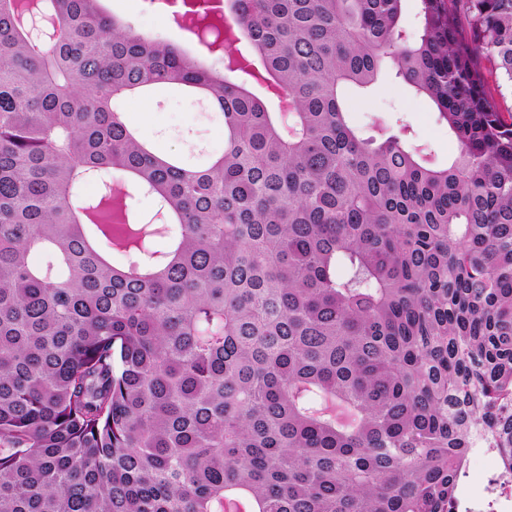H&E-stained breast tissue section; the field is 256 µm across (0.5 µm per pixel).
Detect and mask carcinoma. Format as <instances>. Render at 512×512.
Segmentation results:
<instances>
[{"label":"carcinoma","mask_w":512,"mask_h":512,"mask_svg":"<svg viewBox=\"0 0 512 512\" xmlns=\"http://www.w3.org/2000/svg\"><path fill=\"white\" fill-rule=\"evenodd\" d=\"M403 2L224 0L221 75L0 0V512H450L478 440L512 465V0ZM387 65L448 164L350 123ZM166 91L224 148L115 107Z\"/></svg>","instance_id":"1"}]
</instances>
